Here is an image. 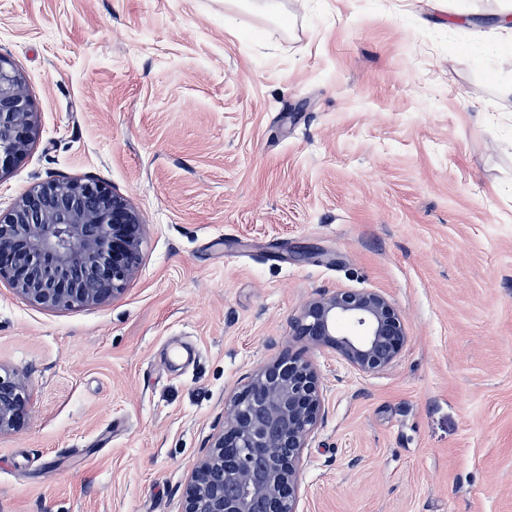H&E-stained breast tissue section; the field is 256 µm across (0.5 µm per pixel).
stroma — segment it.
Instances as JSON below:
<instances>
[{"label": "stroma", "instance_id": "35a3bbf8", "mask_svg": "<svg viewBox=\"0 0 512 512\" xmlns=\"http://www.w3.org/2000/svg\"><path fill=\"white\" fill-rule=\"evenodd\" d=\"M0 0L40 135L0 209L106 182L145 222L100 306L0 280V512H179L224 400L315 361L325 417L299 512H512V0ZM378 291L408 341L359 375L293 333L322 291ZM28 386L26 373L0 367V434L16 431L26 424L29 417Z\"/></svg>", "mask_w": 512, "mask_h": 512}]
</instances>
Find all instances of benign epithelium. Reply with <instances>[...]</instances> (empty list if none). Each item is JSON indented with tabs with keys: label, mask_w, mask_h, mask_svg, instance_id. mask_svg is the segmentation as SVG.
<instances>
[{
	"label": "benign epithelium",
	"mask_w": 512,
	"mask_h": 512,
	"mask_svg": "<svg viewBox=\"0 0 512 512\" xmlns=\"http://www.w3.org/2000/svg\"><path fill=\"white\" fill-rule=\"evenodd\" d=\"M38 136L24 77L0 55V177ZM144 228L131 202L103 182L41 183L0 212V280L54 309L105 304L135 276ZM293 329L302 341L335 349L362 375L389 368L407 342L399 311L375 291L320 293L302 307ZM28 386L23 372L0 373V434L26 424ZM324 414L312 360L291 355L261 365L225 403L224 421L184 486L181 512H297L304 452Z\"/></svg>",
	"instance_id": "7a95c632"
}]
</instances>
